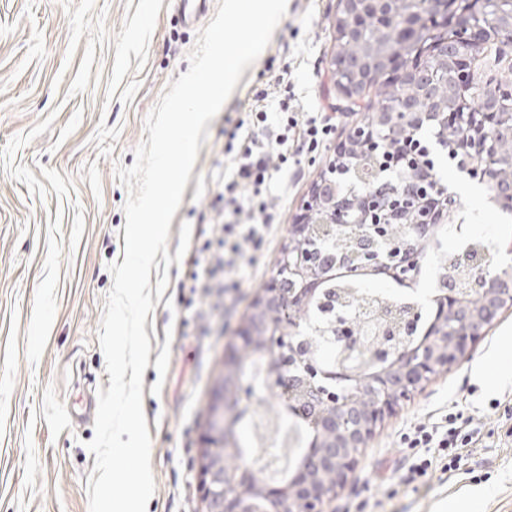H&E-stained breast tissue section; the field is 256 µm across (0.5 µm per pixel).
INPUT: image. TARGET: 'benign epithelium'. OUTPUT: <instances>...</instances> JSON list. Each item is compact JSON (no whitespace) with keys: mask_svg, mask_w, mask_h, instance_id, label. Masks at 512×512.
Instances as JSON below:
<instances>
[{"mask_svg":"<svg viewBox=\"0 0 512 512\" xmlns=\"http://www.w3.org/2000/svg\"><path fill=\"white\" fill-rule=\"evenodd\" d=\"M377 0H341L346 34L358 38ZM508 10L512 0H434V8L410 11L402 21V40L412 45L422 34L430 41L412 68L390 55L380 69L396 86L413 85L420 96L396 112H376L340 147L327 172L300 206L298 223L278 262L276 275L240 326L236 339L264 355L267 384L288 395L289 414L313 428L307 453L295 474L276 487L250 464L233 469L224 456L239 452L236 425L248 412L242 404L245 368L230 346L224 370L213 389L201 449L204 512H325L356 464L376 427L396 406L441 370L470 357L474 343L498 314L512 305V269L494 275L468 274L479 303L463 297L461 282L446 278L434 296L439 315L411 346L392 342L379 347V368H366L359 348L363 327H356L323 284L335 277L356 278L384 272L405 281L419 273V255L437 226L460 208L434 174L425 145L409 151L423 129L448 150L457 169L486 185L497 204H512V185L498 180L491 163L503 137H512V91L503 92L495 75L480 78L476 49L489 39L484 19ZM498 66L512 71V29L495 36ZM452 67V114L420 102L427 100L441 71ZM482 81L490 130L473 138L451 135L448 125L474 127L468 111L474 82ZM353 176L370 187L344 193L341 178Z\"/></svg>","mask_w":512,"mask_h":512,"instance_id":"1","label":"benign epithelium"}]
</instances>
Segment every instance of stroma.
<instances>
[{
  "label": "stroma",
  "instance_id": "1",
  "mask_svg": "<svg viewBox=\"0 0 512 512\" xmlns=\"http://www.w3.org/2000/svg\"><path fill=\"white\" fill-rule=\"evenodd\" d=\"M338 0H288L287 12L247 67L208 134L168 237L169 285L145 322L150 342L143 410L155 493L147 512H203L200 438L224 353L255 299L274 277L299 206L334 158L333 147H300V172L274 206L281 225L252 254L228 294L191 297L189 261L216 222L213 209L229 161L228 119H249L255 95L287 99L306 118L336 116L335 140L367 119L345 111L331 79ZM198 27L173 0H0V512H89L96 456L97 393L110 376L98 332L124 259L128 192L117 166H132L148 140L145 119L170 82L189 69ZM435 172L462 207L439 225L417 277L398 284L365 275L366 290L417 299L423 322L436 304V253L459 236L488 240L490 273L512 266V213L479 179L435 149ZM456 410L479 438L455 471L433 467L410 484L404 436ZM512 308L475 345L471 358L438 372L377 428L326 512H512Z\"/></svg>",
  "mask_w": 512,
  "mask_h": 512
}]
</instances>
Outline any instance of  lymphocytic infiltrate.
Returning a JSON list of instances; mask_svg holds the SVG:
<instances>
[{
	"label": "lymphocytic infiltrate",
	"instance_id": "f902f5d3",
	"mask_svg": "<svg viewBox=\"0 0 512 512\" xmlns=\"http://www.w3.org/2000/svg\"><path fill=\"white\" fill-rule=\"evenodd\" d=\"M259 100L257 130L245 134L236 124L227 132L230 175L218 195L224 209L215 247L197 250L191 262L187 277L192 291L238 288L236 275L249 263L251 248L279 226L280 214L270 204L279 193L274 173L287 166L300 143L312 149L326 145L336 129L331 116L303 120L289 111L286 100H278L273 109L267 94H260ZM472 441L473 434L461 425L459 414L451 412L441 422L415 427L410 444L439 449L453 464L458 449Z\"/></svg>",
	"mask_w": 512,
	"mask_h": 512
}]
</instances>
